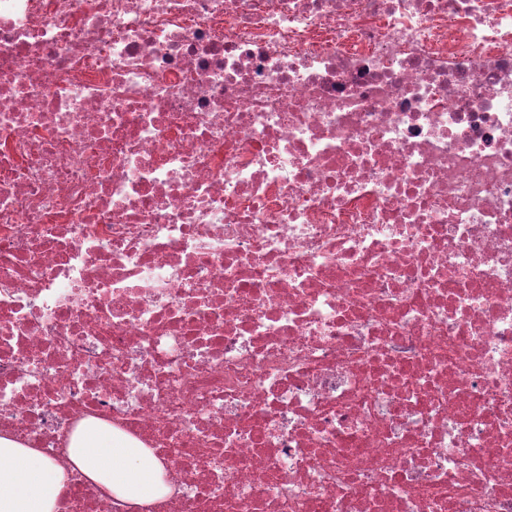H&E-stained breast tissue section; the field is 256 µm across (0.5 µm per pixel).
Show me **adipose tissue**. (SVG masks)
Here are the masks:
<instances>
[{
    "label": "adipose tissue",
    "instance_id": "adipose-tissue-1",
    "mask_svg": "<svg viewBox=\"0 0 512 512\" xmlns=\"http://www.w3.org/2000/svg\"><path fill=\"white\" fill-rule=\"evenodd\" d=\"M68 456L85 476L128 506L168 495L164 463L151 449L111 429L90 424L77 429ZM65 470L36 448L0 436V512H57Z\"/></svg>",
    "mask_w": 512,
    "mask_h": 512
}]
</instances>
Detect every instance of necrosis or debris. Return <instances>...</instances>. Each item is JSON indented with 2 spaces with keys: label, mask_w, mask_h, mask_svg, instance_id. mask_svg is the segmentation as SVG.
<instances>
[{
  "label": "necrosis or debris",
  "mask_w": 512,
  "mask_h": 512,
  "mask_svg": "<svg viewBox=\"0 0 512 512\" xmlns=\"http://www.w3.org/2000/svg\"><path fill=\"white\" fill-rule=\"evenodd\" d=\"M138 512H512V0H0V435ZM67 451L76 468L130 507L149 504L171 491L165 464L153 451L113 435L108 427H79Z\"/></svg>",
  "instance_id": "4bbe7bcc"
}]
</instances>
